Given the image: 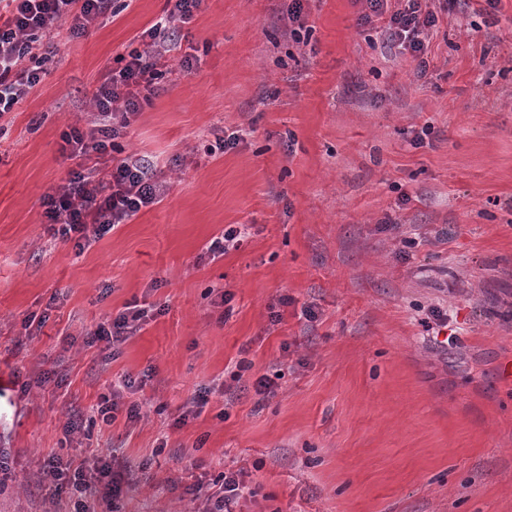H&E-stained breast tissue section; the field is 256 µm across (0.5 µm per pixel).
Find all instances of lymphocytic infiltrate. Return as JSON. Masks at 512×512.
Instances as JSON below:
<instances>
[{"label":"lymphocytic infiltrate","instance_id":"lymphocytic-infiltrate-1","mask_svg":"<svg viewBox=\"0 0 512 512\" xmlns=\"http://www.w3.org/2000/svg\"><path fill=\"white\" fill-rule=\"evenodd\" d=\"M358 24L379 29L386 41L409 53L426 70L424 33L440 25L427 0H402L401 8L389 10L388 0H360ZM168 8L143 32L142 47L130 52L126 64L109 72L95 95L99 114L89 128H71L64 141L78 158L65 185L45 199L48 223L58 225L63 237L82 242L105 229L127 223L143 208L158 203L168 186L155 177L151 167L124 158L101 169L102 156L114 139L125 135L131 118L140 108L141 91L150 89L157 68L170 52L167 31L173 19L188 20L200 0H167ZM112 13V0H0V117L11 112L41 80L44 57L40 47L54 30L68 26L74 36ZM147 312L133 308L99 323L90 343L114 347L133 336ZM124 476L102 464L94 476L75 469L70 486L77 494L80 512H92L88 499L96 493L119 496Z\"/></svg>","mask_w":512,"mask_h":512}]
</instances>
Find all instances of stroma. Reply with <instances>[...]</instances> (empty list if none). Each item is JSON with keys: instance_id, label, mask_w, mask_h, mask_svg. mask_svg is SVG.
I'll use <instances>...</instances> for the list:
<instances>
[{"instance_id": "1", "label": "stroma", "mask_w": 512, "mask_h": 512, "mask_svg": "<svg viewBox=\"0 0 512 512\" xmlns=\"http://www.w3.org/2000/svg\"><path fill=\"white\" fill-rule=\"evenodd\" d=\"M428 5L448 19L420 77L358 0H306L298 32L288 0H203L103 157L157 165L169 192L80 252L44 217L77 166L63 136L167 0L53 39L0 117V512H73L45 461L112 455L125 484L96 512H202L188 486L228 469L249 488L232 512H512V0ZM239 224L241 248L209 255ZM143 303L114 356L87 344ZM147 370L124 394L139 419L102 423ZM124 396L118 389L112 388V399L106 395L102 396L101 403L97 407V414L103 422L109 423L116 419L119 412H126L128 421H136L140 415V406L137 402H129L126 404Z\"/></svg>"}]
</instances>
